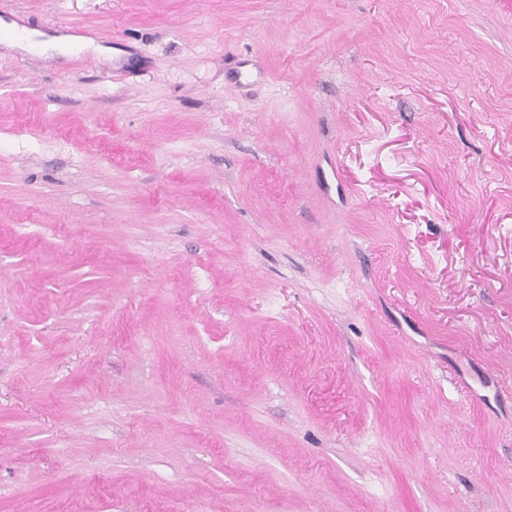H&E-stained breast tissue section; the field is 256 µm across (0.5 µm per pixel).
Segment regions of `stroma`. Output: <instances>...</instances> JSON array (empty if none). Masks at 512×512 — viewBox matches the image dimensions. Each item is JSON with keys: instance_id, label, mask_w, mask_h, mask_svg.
I'll use <instances>...</instances> for the list:
<instances>
[{"instance_id": "1", "label": "stroma", "mask_w": 512, "mask_h": 512, "mask_svg": "<svg viewBox=\"0 0 512 512\" xmlns=\"http://www.w3.org/2000/svg\"><path fill=\"white\" fill-rule=\"evenodd\" d=\"M0 18V512H512V0Z\"/></svg>"}]
</instances>
